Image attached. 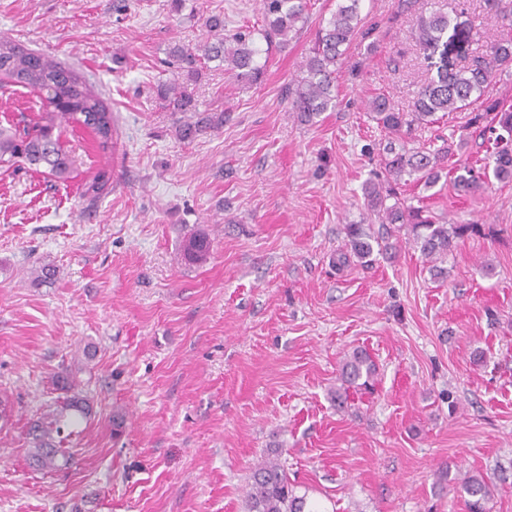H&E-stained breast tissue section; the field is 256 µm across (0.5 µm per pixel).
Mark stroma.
Wrapping results in <instances>:
<instances>
[{
  "instance_id": "1",
  "label": "stroma",
  "mask_w": 512,
  "mask_h": 512,
  "mask_svg": "<svg viewBox=\"0 0 512 512\" xmlns=\"http://www.w3.org/2000/svg\"><path fill=\"white\" fill-rule=\"evenodd\" d=\"M337 3L310 0L262 83L211 69L182 113L152 93L168 49L204 39L212 14L260 27L259 0H0V35L84 76L116 130L103 156L62 124L77 159L67 184L0 170V512H246L269 448L323 512H466L438 482L475 474L495 487L492 512H512V181L468 195L402 185L440 222L477 227L444 274L404 229L388 254L333 264L347 225L385 231L362 193L387 142L367 106L382 93L407 108L429 80L419 17L444 13L466 37L452 64L500 25L486 0H363L346 51L362 70L305 123L288 89ZM201 114L224 124L181 140ZM468 117L415 126L404 144L464 136V160L482 167ZM102 171L110 186L89 202L82 187ZM196 231L211 248L192 264L182 244ZM44 264L54 285L34 280ZM357 348L376 364L374 390L344 412L331 394ZM67 369L92 411L64 443L70 467L46 473L28 461V430L62 406L53 377Z\"/></svg>"
}]
</instances>
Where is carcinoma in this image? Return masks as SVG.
Segmentation results:
<instances>
[{
	"label": "carcinoma",
	"instance_id": "carcinoma-1",
	"mask_svg": "<svg viewBox=\"0 0 512 512\" xmlns=\"http://www.w3.org/2000/svg\"><path fill=\"white\" fill-rule=\"evenodd\" d=\"M362 0H342L326 23L317 30L304 67L306 77L288 89V100L293 111L304 122H311L322 113L336 107V81L344 64L346 50L358 34L361 24ZM496 15L502 21V33L482 54L459 67H436V74L415 94L411 109L403 112L385 96H376L369 102L378 126L397 137L403 129L414 124L432 123L438 112H458L482 101L483 111L473 112L469 126L483 128L493 135V151L485 158V166L492 168L496 179L512 180V112L502 111L494 100L483 99L486 88L502 72L512 71V4L507 0H493ZM308 0H260L262 25L260 28H240L225 31L224 19L213 15L206 19L208 37L195 44H176L169 48L165 64L176 79L160 82L155 94L161 104L172 112L196 111L195 99L184 83L200 81L208 64H227L237 80L249 85L263 81L265 65L258 62L260 49L256 37L269 45L284 48L299 21L307 19ZM418 45L425 52L435 53L447 46L443 41L448 30V17L431 13L418 19ZM0 80L15 87L41 94L53 90L47 100L53 110L40 115V123L28 127L0 125V168L8 169L19 158L31 166L44 167L45 174L58 182L71 179L74 159L55 136L56 120L63 119L91 131L99 149L112 151V112L105 102L87 85L75 70L53 62L45 56L10 38L0 36ZM216 127L214 120L202 118L180 129V137L192 139L200 132ZM455 154L453 145L436 150L426 147L405 149L395 140L384 148L382 174H374L365 181L363 195L371 214L383 224L407 227L422 255L431 262L444 260L456 241L475 230L473 224H439L436 218L421 207H415L397 196V187L389 177L404 175L431 188L440 180L447 167L448 157ZM109 178L101 173L85 184L83 195L99 199L108 189ZM454 187L466 194L483 189V181L470 165L458 164L453 178ZM394 203L386 204L388 199ZM350 251H336V267L349 265L351 256L360 259L373 252L371 240L364 237L358 224L347 226ZM210 250V241L203 234L188 237L183 244L184 256L189 262L204 260ZM376 364L363 350L345 356L340 368V386L334 391L336 407H348L349 391L368 389L373 385ZM60 419L49 415L30 427L33 448L30 458L39 470L56 471L72 462V455L62 448ZM279 449L271 448L258 462L248 481L247 512H319L306 497L296 493L284 465L279 460ZM468 512H491L492 485L482 476H469L461 484Z\"/></svg>",
	"mask_w": 512,
	"mask_h": 512
}]
</instances>
